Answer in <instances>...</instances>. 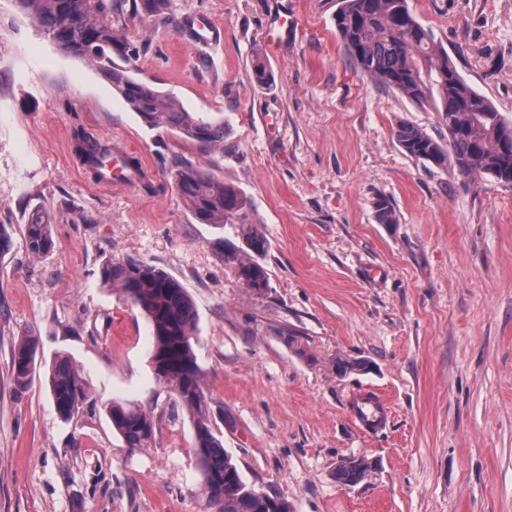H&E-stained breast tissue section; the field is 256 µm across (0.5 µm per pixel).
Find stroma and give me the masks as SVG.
I'll use <instances>...</instances> for the list:
<instances>
[{"instance_id": "obj_1", "label": "stroma", "mask_w": 512, "mask_h": 512, "mask_svg": "<svg viewBox=\"0 0 512 512\" xmlns=\"http://www.w3.org/2000/svg\"><path fill=\"white\" fill-rule=\"evenodd\" d=\"M469 83L512 120V0H409ZM336 0H173L145 43L144 79L183 108L224 121L205 149L148 128L86 60L59 50L14 0H0V512H209L185 413L152 375L151 326L119 289L110 258L164 268L198 313L196 354L211 425L245 480L294 512H512V185L426 171L400 147L410 123L448 130L429 105L354 74ZM288 19L270 26L271 15ZM207 21L215 40L182 29ZM262 56L271 79L257 83ZM125 145L148 184L100 185L75 132ZM209 168L247 197L268 241L270 286L225 264L231 226L201 224L171 171ZM395 223L378 219L379 197ZM51 224L37 259L20 229ZM38 337L65 354L90 405L62 420L40 373L17 390L11 350ZM363 360L340 373L339 360ZM388 405L355 418L358 391ZM154 412L155 439L126 447L100 407ZM366 458L340 485L336 463ZM341 464H336V469ZM372 465L365 458L349 457L342 460L336 470V481L342 485H351L360 481L371 469Z\"/></svg>"}]
</instances>
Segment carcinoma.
<instances>
[{
	"label": "carcinoma",
	"mask_w": 512,
	"mask_h": 512,
	"mask_svg": "<svg viewBox=\"0 0 512 512\" xmlns=\"http://www.w3.org/2000/svg\"><path fill=\"white\" fill-rule=\"evenodd\" d=\"M64 52L87 60L152 129L176 131L202 147L224 142V121L188 112L151 83L136 77L140 47L123 34L125 0H15ZM132 11L143 23L169 16L171 0H135ZM347 58L355 71L377 87L432 105L448 128V140L410 124L395 132L402 149L423 165L444 169L453 159L468 177L488 175L512 185V122L458 72L448 51L438 45L410 9L409 0H337L334 17ZM75 152L99 179L112 164V148L78 133ZM175 188L202 224L236 226L242 245L224 249V263L236 266L248 287H269L263 264L268 246L250 219L237 188L212 171L182 162L171 172ZM25 248L34 258L54 251L51 225L36 218L24 225ZM101 286L117 285L152 328L151 368L172 405L184 411L194 430V453L211 512H293L287 499L253 497L224 442L213 432L204 376L198 364L197 312L182 283L165 269L132 257L109 259L99 271ZM39 342L23 336L12 350L18 388L32 381ZM50 395L60 418L69 421L87 404L81 374L65 356L48 371ZM112 428L130 449L147 448L155 439L152 411L132 401L103 403ZM371 469L364 458L342 460L336 481L351 485Z\"/></svg>",
	"instance_id": "cac0c4a2"
}]
</instances>
